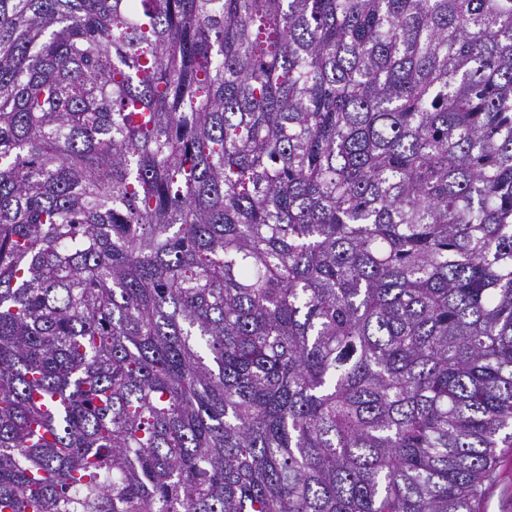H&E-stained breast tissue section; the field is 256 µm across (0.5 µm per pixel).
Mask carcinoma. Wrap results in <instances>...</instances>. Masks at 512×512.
<instances>
[{
    "label": "carcinoma",
    "mask_w": 512,
    "mask_h": 512,
    "mask_svg": "<svg viewBox=\"0 0 512 512\" xmlns=\"http://www.w3.org/2000/svg\"><path fill=\"white\" fill-rule=\"evenodd\" d=\"M512 448V0H0V512H476Z\"/></svg>",
    "instance_id": "cac0c4a2"
}]
</instances>
